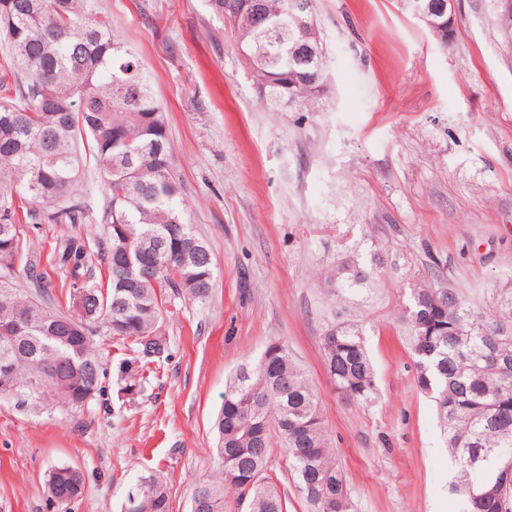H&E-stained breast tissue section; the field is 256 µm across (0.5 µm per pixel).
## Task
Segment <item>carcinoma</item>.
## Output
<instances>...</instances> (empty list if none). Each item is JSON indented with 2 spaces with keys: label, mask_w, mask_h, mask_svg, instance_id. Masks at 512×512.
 <instances>
[{
  "label": "carcinoma",
  "mask_w": 512,
  "mask_h": 512,
  "mask_svg": "<svg viewBox=\"0 0 512 512\" xmlns=\"http://www.w3.org/2000/svg\"><path fill=\"white\" fill-rule=\"evenodd\" d=\"M224 17L253 76L260 98L273 112H321L325 102L324 41L317 17L309 25L288 8L289 0H209ZM490 2L498 36L512 47V11ZM260 7L253 22L250 9ZM0 36L14 68L31 77L14 96L0 85V318L20 314L32 328L0 332V370L10 371L1 394L50 401L81 410L80 391H102V361L92 333L106 329L128 340L144 358L167 350L161 331L163 305L176 299L206 300L216 271L183 255L198 240L185 220L183 188L171 163L163 106L139 56L115 39L96 0H0ZM315 47L305 64L297 47ZM93 161L109 192L100 215L106 224L100 252L108 273L106 289L74 275L68 311L58 309L34 277L30 293L14 288L12 272L23 243L14 200L40 209L34 224H83L86 202L73 196L81 171ZM143 254L144 269L131 280L120 274L130 253ZM84 246L64 244L61 262L79 269ZM388 255L345 252L329 271L333 291L344 299L360 292ZM415 382L434 398L453 463L451 491L459 512H512V295L488 310L473 308L455 288L420 278L408 284L402 305ZM323 360L336 390L347 400L372 403L378 388L360 326L332 322L322 336ZM140 360L120 366L126 391L138 392L146 378ZM217 477L194 490L197 512H224V489L236 494V512H288L273 482L271 459L277 439L284 449L306 512H354L320 414L318 396L288 348L270 342L260 356L236 370L216 422ZM146 491L127 498L121 512H170L163 477L147 472ZM66 486L70 500L85 489L76 467L55 468L48 479L49 502Z\"/></svg>",
  "instance_id": "obj_1"
}]
</instances>
